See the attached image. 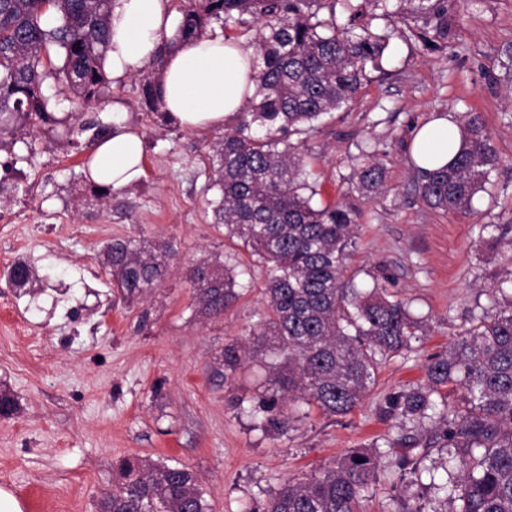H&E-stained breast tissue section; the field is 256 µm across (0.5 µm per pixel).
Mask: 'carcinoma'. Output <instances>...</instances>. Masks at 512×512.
<instances>
[{"label": "carcinoma", "instance_id": "cac0c4a2", "mask_svg": "<svg viewBox=\"0 0 512 512\" xmlns=\"http://www.w3.org/2000/svg\"><path fill=\"white\" fill-rule=\"evenodd\" d=\"M183 2L178 31L164 40L158 59L180 42L205 36L213 22L249 36L259 59L255 94L237 124L211 143L209 173L218 191L210 202L215 223L268 267L262 289L267 310L250 335L256 354L270 352L279 361L268 363L255 395L259 427L287 431L299 403L346 416L368 395L378 361L410 350L423 326L386 289L360 290L345 281L356 209L344 201H314L317 190L309 183L302 144L290 138L316 132L325 116L353 101L367 66L380 68L397 23L407 28V40L441 48L448 42L453 3L343 0L350 25L360 29L355 33L339 28L332 16H320L323 0ZM110 8L111 0H0V120L12 116L15 131L28 135L33 125L62 123L48 111L51 99L71 94L89 101L99 94L107 83ZM380 19L391 27L373 29ZM52 77L58 83L45 85ZM144 93L162 120H172L160 111L154 80L145 81ZM458 128L455 158L433 170L418 169L416 181L426 204L447 213L469 210L498 162L480 114L464 113ZM109 130L100 121H82L66 141L91 149ZM384 182L383 165L360 148L353 190L370 199ZM175 256L168 243L148 248L122 239L103 250L112 281L129 299L163 282ZM12 270L17 289L40 287L27 262H16ZM187 279L197 311L207 318L223 317L241 296L232 272L219 265H196ZM242 361L233 342L214 358L226 375ZM425 370L424 383L390 397L395 417L435 424L424 441L414 438L404 449L400 468L420 464L432 448L444 449L450 467L435 485L444 498L430 512H512V305L477 318ZM450 390L460 391L452 404ZM372 447L352 449L333 467L284 484L264 512H366L378 444ZM117 469L121 481L101 500L102 512H208L198 476L187 467L144 459L136 465L122 460Z\"/></svg>", "mask_w": 512, "mask_h": 512}]
</instances>
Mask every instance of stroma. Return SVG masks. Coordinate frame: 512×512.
<instances>
[{
    "label": "stroma",
    "mask_w": 512,
    "mask_h": 512,
    "mask_svg": "<svg viewBox=\"0 0 512 512\" xmlns=\"http://www.w3.org/2000/svg\"><path fill=\"white\" fill-rule=\"evenodd\" d=\"M446 47L430 51L394 38L392 65L369 74L347 107L325 118L305 144L322 202L337 201L354 180L359 145L385 167V191L359 201L356 248L345 272L355 287L385 286L426 323L412 351L380 365L363 404L346 416L312 411L286 433L256 429L252 409L266 376L256 363L232 377L214 369L226 343L248 341L266 310V268L215 224L207 204V144L221 129L162 124L143 79L148 62L107 82L88 102H50L64 117L103 120L121 103L144 141V174L97 198L84 177L88 153L56 146L50 126L26 143L0 148V389L20 411L0 418V490L24 512H98L116 485L119 460L185 465L201 482L209 512H263L270 494L332 466L347 450L381 443L368 489V512H397L405 481L396 461L413 426H401L388 398L423 380L429 356L448 351L471 315L506 300L491 274L512 260V95L501 74L512 44V0H459ZM480 113L499 154L472 212L430 208L416 190L409 146L417 128L445 114ZM498 225L500 243L481 240ZM113 239L173 244L172 273L130 301L102 262ZM26 260L40 292L19 293L5 273ZM240 272L244 291L223 319L195 312L186 271L200 262Z\"/></svg>",
    "instance_id": "1"
}]
</instances>
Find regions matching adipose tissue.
I'll return each mask as SVG.
<instances>
[{"label":"adipose tissue","instance_id":"ef3b65f1","mask_svg":"<svg viewBox=\"0 0 512 512\" xmlns=\"http://www.w3.org/2000/svg\"><path fill=\"white\" fill-rule=\"evenodd\" d=\"M110 28L104 66L113 79L122 80L156 57L163 39L174 36L172 2L112 0ZM257 74L256 52L249 42L220 34L191 41L165 57L158 86L162 108L190 130L223 127L253 94ZM111 125L93 152L89 173L95 183L119 190L142 176L144 141L120 105L112 107ZM457 146L453 117H440L417 131L410 154L418 167L432 169L448 163Z\"/></svg>","mask_w":512,"mask_h":512}]
</instances>
